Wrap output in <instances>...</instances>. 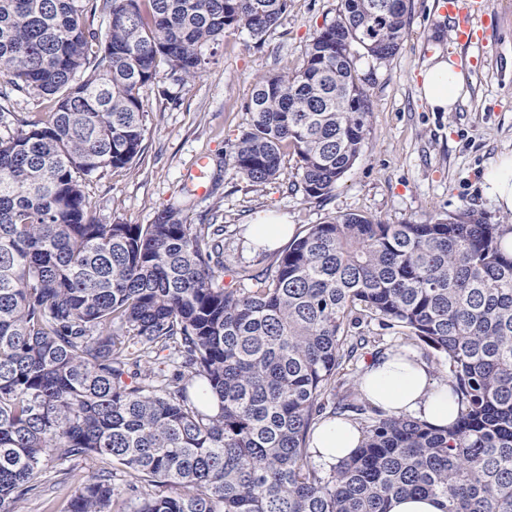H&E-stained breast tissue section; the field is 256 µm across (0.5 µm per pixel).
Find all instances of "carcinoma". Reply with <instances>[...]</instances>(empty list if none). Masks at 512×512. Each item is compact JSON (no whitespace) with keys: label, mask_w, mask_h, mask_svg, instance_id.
<instances>
[{"label":"carcinoma","mask_w":512,"mask_h":512,"mask_svg":"<svg viewBox=\"0 0 512 512\" xmlns=\"http://www.w3.org/2000/svg\"><path fill=\"white\" fill-rule=\"evenodd\" d=\"M288 2L0 0V119L16 124L0 135V512L45 495L50 461L68 512H388L415 494L512 512V224L332 214L253 273L231 267L222 224L92 214L91 178L144 151L160 64L194 78L205 45L261 44ZM373 2L341 0L300 67L256 82L224 166L262 187L289 149L306 198L336 189L372 112L356 50L388 61L408 35L413 0ZM16 93L48 115H15ZM226 271L255 288L224 287ZM374 320L448 365L452 424L338 392ZM326 408L363 429L329 474L309 451ZM88 460L104 466L82 475Z\"/></svg>","instance_id":"1"}]
</instances>
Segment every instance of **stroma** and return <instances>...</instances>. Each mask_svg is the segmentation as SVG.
Wrapping results in <instances>:
<instances>
[{
  "mask_svg": "<svg viewBox=\"0 0 512 512\" xmlns=\"http://www.w3.org/2000/svg\"><path fill=\"white\" fill-rule=\"evenodd\" d=\"M438 2L413 0L408 35L389 61L358 53V72L373 105L366 146L327 199L304 196L291 156L280 177L263 187L218 167L249 123L244 105L255 82L299 66L310 35L333 22L340 7V0H291L262 45L229 31L205 48L208 63L195 78L180 82L161 67L157 81L143 90L148 133L142 156L87 186L98 220L150 224L180 202L185 223L223 225L225 255L234 268L251 270L273 262L246 237L254 217L270 211L287 216L298 235L332 213L424 224L470 208L487 223H504L507 213L482 194L480 184L489 163L512 150V0H488L478 44L457 40ZM438 50L466 74L468 93L452 112L431 111L416 90L421 69ZM202 157L209 165L201 178L196 163Z\"/></svg>",
  "mask_w": 512,
  "mask_h": 512,
  "instance_id": "1",
  "label": "stroma"
}]
</instances>
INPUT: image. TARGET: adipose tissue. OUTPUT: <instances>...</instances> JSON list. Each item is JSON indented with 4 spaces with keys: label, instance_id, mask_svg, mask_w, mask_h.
Instances as JSON below:
<instances>
[{
    "label": "adipose tissue",
    "instance_id": "1",
    "mask_svg": "<svg viewBox=\"0 0 512 512\" xmlns=\"http://www.w3.org/2000/svg\"><path fill=\"white\" fill-rule=\"evenodd\" d=\"M418 91L435 112L454 111L465 94V76L450 56L437 52L420 74ZM484 194L505 212H512V151L501 153L483 175ZM360 388L374 406L389 413H403L434 426L451 423L457 405L448 384L434 379L430 368L407 353L376 358L361 379ZM362 434L351 422L332 419L314 431L309 449L324 467H332L360 445Z\"/></svg>",
    "mask_w": 512,
    "mask_h": 512
}]
</instances>
